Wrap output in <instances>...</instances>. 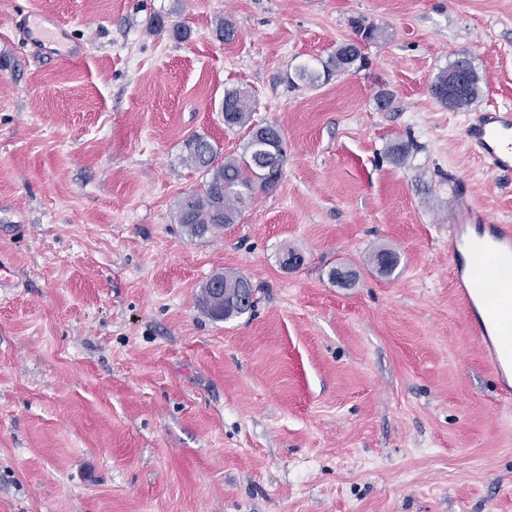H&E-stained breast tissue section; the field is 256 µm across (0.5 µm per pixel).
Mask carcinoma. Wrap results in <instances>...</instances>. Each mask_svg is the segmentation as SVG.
<instances>
[{
  "label": "carcinoma",
  "instance_id": "cac0c4a2",
  "mask_svg": "<svg viewBox=\"0 0 512 512\" xmlns=\"http://www.w3.org/2000/svg\"><path fill=\"white\" fill-rule=\"evenodd\" d=\"M364 61L361 48L351 42L339 46L324 65L323 73L301 66L295 76L301 81L315 84L321 78H330L337 72L351 69L356 62ZM471 84L468 93L451 105L453 110H462L475 103L482 93L481 79L473 62H468ZM431 95L443 106H448V71L437 75L430 85ZM224 103L230 109L224 111V125L233 127L247 126L252 118L250 100L237 91L224 94ZM269 142L283 146L280 131L273 125L252 128L249 141L241 158L218 159L217 148L203 135H195L186 140V155L183 161L189 167L202 174L200 188L184 194L177 202L176 217L184 232L191 238H203L226 224H233L240 218L252 202L253 194L259 185V169L268 163V157L260 153L259 143ZM276 186L272 181L259 187L269 191ZM370 263L381 273L389 274L397 264L395 254L390 250H380L370 258ZM224 280V295L212 297L207 288H201L198 305L201 312L215 318V313L224 311L223 319L228 320L242 315V311L233 304L236 288L246 281L240 275H221Z\"/></svg>",
  "mask_w": 512,
  "mask_h": 512
}]
</instances>
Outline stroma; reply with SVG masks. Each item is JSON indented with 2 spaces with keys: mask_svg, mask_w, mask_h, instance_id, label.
<instances>
[{
  "mask_svg": "<svg viewBox=\"0 0 512 512\" xmlns=\"http://www.w3.org/2000/svg\"><path fill=\"white\" fill-rule=\"evenodd\" d=\"M31 12L81 54L39 49L14 24ZM361 25L381 32L363 64L289 84ZM461 54L482 95L453 111L429 87ZM228 90L286 161L191 239L185 140H248ZM489 105L512 109V0H0V512H512V404L448 247L457 193L512 225V175L463 140ZM219 272L251 311L200 313ZM229 104L230 109L224 110V124L228 128L247 126L252 118V104L250 100L237 91L224 94V105Z\"/></svg>",
  "mask_w": 512,
  "mask_h": 512,
  "instance_id": "1",
  "label": "stroma"
}]
</instances>
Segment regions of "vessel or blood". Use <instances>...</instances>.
<instances>
[{"label":"vessel or blood","mask_w":512,"mask_h":512,"mask_svg":"<svg viewBox=\"0 0 512 512\" xmlns=\"http://www.w3.org/2000/svg\"><path fill=\"white\" fill-rule=\"evenodd\" d=\"M20 23L34 30L44 45L62 46L66 37L51 16L28 15ZM463 137L488 171L512 174L511 109L474 113ZM460 216L451 227L449 245L454 285L466 307L468 325L507 398L512 396V386L503 382L506 371H512V226L491 223L467 202Z\"/></svg>","instance_id":"1"}]
</instances>
